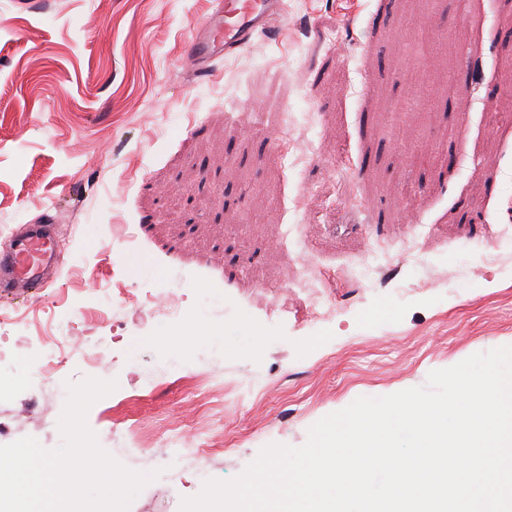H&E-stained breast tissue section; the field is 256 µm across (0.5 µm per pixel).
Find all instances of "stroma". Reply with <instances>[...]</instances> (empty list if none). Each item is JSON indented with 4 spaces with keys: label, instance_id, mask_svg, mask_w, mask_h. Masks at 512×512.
<instances>
[{
    "label": "stroma",
    "instance_id": "1",
    "mask_svg": "<svg viewBox=\"0 0 512 512\" xmlns=\"http://www.w3.org/2000/svg\"><path fill=\"white\" fill-rule=\"evenodd\" d=\"M210 7L0 0V230L53 221L66 261L0 311L77 341L43 382L41 346L27 362L0 343L14 378L0 445L59 447L67 383L124 363L87 424L124 466L159 473L128 512H179L357 398L512 345V264L496 260L512 253V123L488 119L512 107V0H475L469 18L458 0H305L202 79L184 51ZM300 253L340 311L330 324L274 289ZM172 292L211 334L120 306ZM214 373L240 382L236 407L188 399ZM180 420L206 432L202 460L163 456Z\"/></svg>",
    "mask_w": 512,
    "mask_h": 512
}]
</instances>
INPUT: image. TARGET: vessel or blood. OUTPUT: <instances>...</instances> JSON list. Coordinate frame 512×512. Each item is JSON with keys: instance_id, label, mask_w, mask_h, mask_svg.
I'll return each instance as SVG.
<instances>
[{"instance_id": "b4317fda", "label": "vessel or blood", "mask_w": 512, "mask_h": 512, "mask_svg": "<svg viewBox=\"0 0 512 512\" xmlns=\"http://www.w3.org/2000/svg\"><path fill=\"white\" fill-rule=\"evenodd\" d=\"M286 10V0H216L212 14L191 39L188 65L202 73L213 59L240 53L256 35L273 31ZM62 265L51 225H23L0 246V289L27 295L45 287V269L57 272Z\"/></svg>"}]
</instances>
